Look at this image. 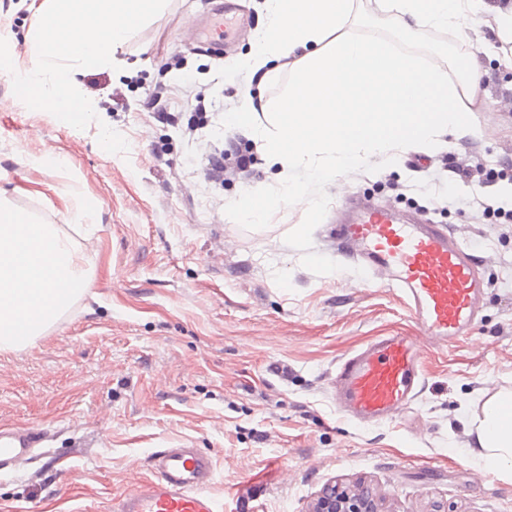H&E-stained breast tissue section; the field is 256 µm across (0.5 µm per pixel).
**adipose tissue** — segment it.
Wrapping results in <instances>:
<instances>
[{"instance_id":"1","label":"adipose tissue","mask_w":512,"mask_h":512,"mask_svg":"<svg viewBox=\"0 0 512 512\" xmlns=\"http://www.w3.org/2000/svg\"><path fill=\"white\" fill-rule=\"evenodd\" d=\"M483 0H379L384 24L399 31L451 27L475 19ZM354 0H266L267 25L255 40L252 67L277 81L275 61L298 56L287 91L266 104L269 120L230 113L225 125L251 133L266 159L325 184L376 154L438 147L448 128L470 130L441 68L425 67L383 42L341 34ZM88 286L83 256L52 225L0 202V352L33 344L55 315ZM473 464L512 482V393L487 399L470 424Z\"/></svg>"}]
</instances>
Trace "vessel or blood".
<instances>
[{
    "instance_id": "vessel-or-blood-1",
    "label": "vessel or blood",
    "mask_w": 512,
    "mask_h": 512,
    "mask_svg": "<svg viewBox=\"0 0 512 512\" xmlns=\"http://www.w3.org/2000/svg\"><path fill=\"white\" fill-rule=\"evenodd\" d=\"M328 236L337 256L399 289L420 335L391 333L345 356L332 380L337 410L362 425H381L411 408L425 386V340L448 345L468 335L479 311L483 276L468 247L446 225L429 223L356 197ZM41 441L28 427L0 425V471L31 462ZM147 483L114 498L110 512H224L210 492L211 456L190 447L162 448Z\"/></svg>"
}]
</instances>
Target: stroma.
I'll use <instances>...</instances> for the list:
<instances>
[{
  "mask_svg": "<svg viewBox=\"0 0 512 512\" xmlns=\"http://www.w3.org/2000/svg\"><path fill=\"white\" fill-rule=\"evenodd\" d=\"M241 4L251 33L214 48L187 34L224 0H169L118 68L73 74L98 116L82 130L28 109L0 75V197L71 238L91 270L86 292L34 344L0 353V424L47 434L36 461L0 473V512H82L144 484L149 455L180 442L213 458L210 491L224 512H309L333 481L370 488L381 512H512V483L468 461L465 420L512 391V204L499 196L512 184V42L484 11L457 27L396 32L375 0H356L347 36L436 57L449 86L464 79L457 60L478 55L476 128L314 187L318 215L281 201L247 223L244 192L276 193L281 169L223 116L279 96L299 63H281L279 82L262 88L238 79L266 22L264 0ZM33 22L27 0H0V38L20 71ZM160 88L168 122L147 104ZM199 98L214 115L201 130ZM104 124L126 138L127 155L102 149ZM232 137L256 159L250 180L206 183L202 158ZM472 141L490 171L479 185L445 169L470 165ZM344 187L449 225L487 282L470 335L428 351L413 411L379 426L337 411L336 365L375 337L418 329L399 291L326 257L323 229ZM78 199L88 219H75Z\"/></svg>",
  "mask_w": 512,
  "mask_h": 512,
  "instance_id": "obj_1",
  "label": "stroma"
}]
</instances>
